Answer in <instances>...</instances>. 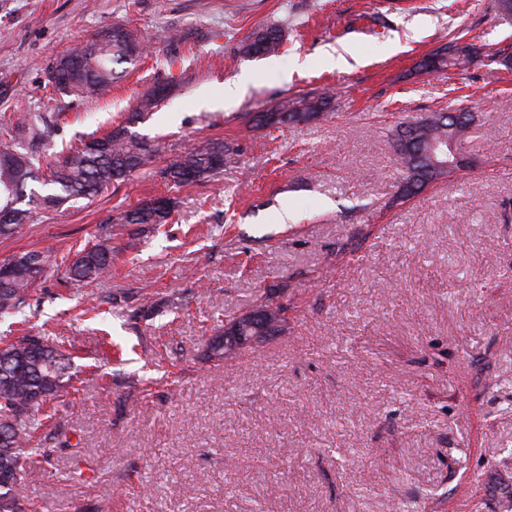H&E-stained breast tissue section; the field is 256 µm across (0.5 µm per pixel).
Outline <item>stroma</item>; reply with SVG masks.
<instances>
[{
  "instance_id": "obj_1",
  "label": "stroma",
  "mask_w": 512,
  "mask_h": 512,
  "mask_svg": "<svg viewBox=\"0 0 512 512\" xmlns=\"http://www.w3.org/2000/svg\"><path fill=\"white\" fill-rule=\"evenodd\" d=\"M121 23L148 49L110 95L53 90L50 56ZM283 30L278 55L243 40ZM183 39L166 46L161 36ZM512 53L494 0H0V133L45 116L50 153L127 124L164 155L92 201L0 236V261L50 251L12 331L72 347L73 378L27 469L28 512H504L512 502V69L419 73L456 38ZM253 77L229 109L224 83ZM167 89L133 123L137 99ZM331 89L310 123L251 129L283 99ZM464 171L403 200L393 134L456 104ZM222 139L238 162L180 188L161 172ZM177 198L123 251L112 212ZM289 221H281L282 211ZM112 234L110 276L67 279ZM274 300L277 336L220 361L225 315ZM152 314L133 319L142 301Z\"/></svg>"
}]
</instances>
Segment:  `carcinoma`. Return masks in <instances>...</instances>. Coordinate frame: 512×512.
<instances>
[{"label":"carcinoma","instance_id":"1","mask_svg":"<svg viewBox=\"0 0 512 512\" xmlns=\"http://www.w3.org/2000/svg\"><path fill=\"white\" fill-rule=\"evenodd\" d=\"M282 46V31L270 25L252 33L239 47L249 57L255 50L272 56ZM142 50L138 38L122 25L98 32L91 39L71 48L65 56L86 59L88 77L95 90L87 92L81 86H68L49 77L59 91L80 96L98 97L112 88L117 78L115 66L133 58ZM329 93L309 94L296 99H284L266 112L252 118L254 128L272 126L270 119L278 114L294 118L325 112L330 106ZM158 106L152 93L143 95L133 118L145 119ZM460 113L465 124L459 132L464 140L470 127L468 107L457 106L446 112H431L413 119V125L399 127L395 139L397 168L405 188L403 196L412 197L429 184L448 178V172L427 162L426 151L432 143L441 146L448 141V118ZM49 124L23 116L11 124L8 138L0 142V157L11 164L0 165V205L11 201L13 190L23 200L12 208V221L0 224V236H7L25 224L35 223L37 209L60 208L78 199H91L102 189L125 182L135 173L151 169L162 154L164 146L157 140L138 137L128 128L118 125L101 136L109 143L104 154L88 150L87 141L48 159L46 136ZM236 151L221 139H214L185 151L165 170L166 177L177 187L191 184L183 173L195 174L194 182H207L236 162ZM47 172L45 185L49 192L42 194L31 187ZM112 224H136L137 232L129 235L126 248L137 247L139 235L155 231L168 220L160 218L146 201L134 208L116 212ZM112 237L104 236L98 243L76 253L67 267L68 278L76 282H92L112 272ZM12 276L0 280V315L13 316L20 312L30 296L32 287L47 273L48 251L35 249L14 255ZM70 359L57 345L44 336L22 334L7 340L0 339V512H25L24 482L26 464L37 452L34 438L44 426L49 414L44 406L57 399L66 389Z\"/></svg>","mask_w":512,"mask_h":512}]
</instances>
